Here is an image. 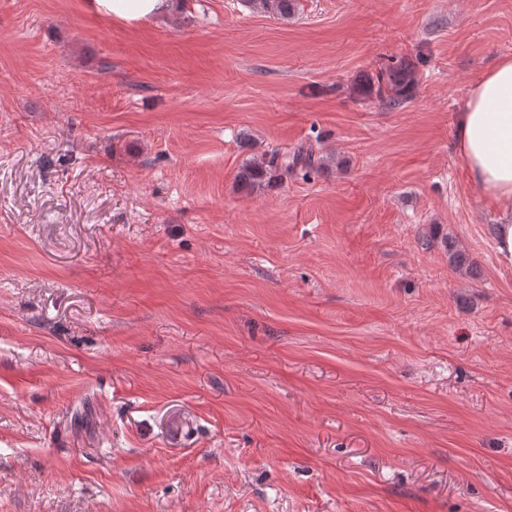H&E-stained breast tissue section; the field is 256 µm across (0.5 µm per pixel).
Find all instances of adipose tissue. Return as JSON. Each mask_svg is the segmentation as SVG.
Returning <instances> with one entry per match:
<instances>
[{
  "instance_id": "ef3b65f1",
  "label": "adipose tissue",
  "mask_w": 512,
  "mask_h": 512,
  "mask_svg": "<svg viewBox=\"0 0 512 512\" xmlns=\"http://www.w3.org/2000/svg\"><path fill=\"white\" fill-rule=\"evenodd\" d=\"M455 145L470 182L493 205L497 260L512 268V56L470 85Z\"/></svg>"
}]
</instances>
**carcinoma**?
<instances>
[{"mask_svg": "<svg viewBox=\"0 0 512 512\" xmlns=\"http://www.w3.org/2000/svg\"><path fill=\"white\" fill-rule=\"evenodd\" d=\"M247 2L280 16L288 15L293 7V0ZM418 81L417 64L402 57L398 60L391 59L381 64L376 71L362 76L353 84V92L367 101L375 100L389 109H397L413 98ZM321 165V160L316 157L315 150L310 145H301L289 153L274 149L244 163L237 172L236 181L243 189H260L275 183L282 171L307 173ZM444 247L455 270L463 274L473 273V263L464 250L447 238L444 239Z\"/></svg>", "mask_w": 512, "mask_h": 512, "instance_id": "1", "label": "carcinoma"}]
</instances>
